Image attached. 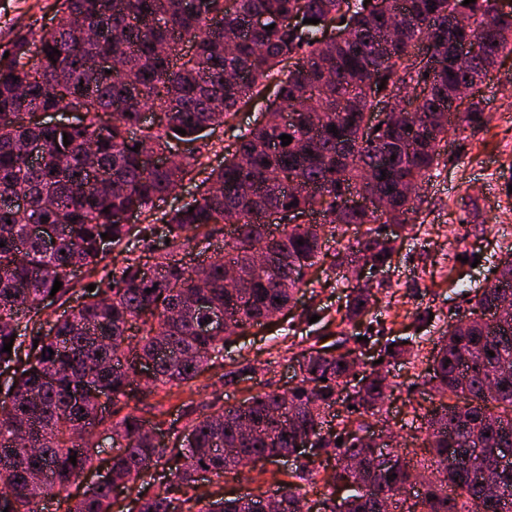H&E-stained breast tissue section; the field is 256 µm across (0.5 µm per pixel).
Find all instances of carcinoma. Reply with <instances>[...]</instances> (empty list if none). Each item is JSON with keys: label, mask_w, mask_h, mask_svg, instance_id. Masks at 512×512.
Listing matches in <instances>:
<instances>
[{"label": "carcinoma", "mask_w": 512, "mask_h": 512, "mask_svg": "<svg viewBox=\"0 0 512 512\" xmlns=\"http://www.w3.org/2000/svg\"><path fill=\"white\" fill-rule=\"evenodd\" d=\"M390 2L198 0L190 10L185 0H60L50 31H20L0 48V367L13 369L0 397V512H42L48 485L58 496L67 491L94 467L98 427L111 432L116 448L110 468L74 504L63 497L64 512H111L117 495L133 490L141 474L161 462L169 477L154 494L137 498L138 512H254L251 494L201 507L190 490L202 472L220 479L241 474L254 457L304 454L290 477L311 481L314 459H333L326 484L351 491L326 498L325 512H390L415 486L406 512H512V462L494 483L481 479L490 464L485 452L512 448V307H499L512 298V248L496 265V287L477 289L471 312L449 324L434 348L422 385L439 405L413 415L422 421V460L390 467L357 443L345 420L338 431L323 429L326 411L339 402L352 406L350 414L376 417L387 398V379L376 369L362 377L360 390L348 393L355 387L350 365L360 358L358 347L348 346L355 336L342 337L336 345L343 349L334 352L314 344L301 350L302 379L286 399L275 390L259 391L225 406L217 396L200 414L191 400L182 404L190 420L180 435L161 410L152 422L138 415L142 396L133 393L134 381L149 394L168 395L192 387L209 362L223 356L224 331H213L210 315L221 313L242 331L260 325L297 301L306 276L327 256V236L336 238L335 267L384 266L414 225L421 196L404 187L421 188L446 165L455 93L512 55V12L498 11L496 0L467 6L463 0H400L398 22ZM455 13L468 14L473 25L450 29L448 16ZM255 15L267 20L252 29ZM76 17L102 30L101 38L80 41ZM306 18L319 23L306 24ZM329 18L346 19L330 42L324 31ZM271 24L275 28L267 29ZM466 39L476 41L478 51L459 65L453 43ZM421 44L435 47L441 60L415 58L412 51ZM54 49L59 53L48 58ZM112 55L126 65L117 78L93 64ZM237 72L248 80L231 81ZM406 81L418 88L413 119L401 114L379 130L364 128L380 100ZM270 89L264 122L239 136L198 198L155 210L201 165V156L190 150L171 168L153 167L147 156L214 133L240 105ZM73 106L83 109L78 125L45 126L29 116L34 108ZM144 111L157 114L156 125L143 123ZM455 116L463 127L488 121L480 98ZM178 127L186 134L174 132ZM283 134L292 137L287 146ZM27 145L42 149V163L28 162ZM100 178L109 187H99ZM295 178L314 193L289 191ZM19 188L21 209L13 205ZM360 189L382 199L384 208L339 206L344 193ZM315 209L322 213L318 222H286ZM127 212L148 214L150 222L138 230L145 248L156 234L169 240L152 278L141 275L138 256L125 258L119 269L106 263L109 253L128 249L131 227L115 221ZM271 213L285 219L276 234L266 223ZM38 224L53 228V249L28 235ZM218 224L235 225L233 237L199 283L184 254ZM340 225L366 229L346 241L336 232ZM266 251L276 256L275 266L254 267L251 255ZM78 266L101 271L91 281L94 291L83 285L78 309L42 332V301L69 294ZM228 266L242 272L236 288L225 287ZM56 280L62 286L53 295ZM371 300L369 285L352 287L346 317L361 316ZM10 341L8 354L3 347ZM412 352L410 345L387 341L377 356L390 364ZM256 373L246 364L222 378L234 385ZM99 394L126 413L101 408ZM241 421L252 426L247 438L237 435ZM163 433L173 437L171 445L160 446L156 436ZM282 490L279 512H311L300 485L286 482Z\"/></svg>", "instance_id": "carcinoma-1"}]
</instances>
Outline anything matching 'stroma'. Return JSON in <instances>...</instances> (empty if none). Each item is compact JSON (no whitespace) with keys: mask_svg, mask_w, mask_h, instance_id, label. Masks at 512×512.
Segmentation results:
<instances>
[{"mask_svg":"<svg viewBox=\"0 0 512 512\" xmlns=\"http://www.w3.org/2000/svg\"><path fill=\"white\" fill-rule=\"evenodd\" d=\"M57 0H0V46L20 29H50ZM489 121L482 128L449 131L446 165L439 176L425 183L423 202L414 228L398 241L390 267L370 274L374 298L365 314L353 322H342L339 313L348 292L347 280L335 269L314 271L310 288L303 290L287 316H280L232 336L224 347L223 363L214 364L195 383L193 396L175 394L161 399L151 394L147 403H162L169 420L183 428L180 406L186 399L201 405L213 395L225 404L243 401L259 389L287 390L297 384L300 372L291 344L309 347L335 343L340 334L365 337V357L376 354V342L402 338L418 345V357H405L388 368L390 389L381 418L362 423V434L392 431L406 453L421 450L419 430L411 427L413 410H424L430 401L421 376L434 344L451 317L469 307L473 288L485 287L493 276L502 251L512 244V116L505 103L512 99V57L505 58L496 79L481 93ZM265 108L263 100H252L201 145L202 164L168 199V207L191 201L195 186L211 169L224 163V151L238 134L252 126ZM478 265H471V258ZM429 310V322L417 319ZM257 366L254 379L234 386L221 376L230 363ZM295 460H263L248 468L244 477L202 483L210 499L257 495L278 490Z\"/></svg>","mask_w":512,"mask_h":512,"instance_id":"obj_1","label":"stroma"}]
</instances>
